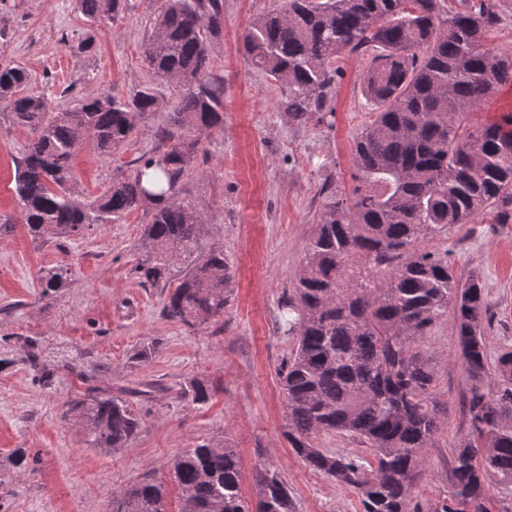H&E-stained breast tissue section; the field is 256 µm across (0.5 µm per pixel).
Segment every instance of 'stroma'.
Returning <instances> with one entry per match:
<instances>
[{
  "mask_svg": "<svg viewBox=\"0 0 512 512\" xmlns=\"http://www.w3.org/2000/svg\"><path fill=\"white\" fill-rule=\"evenodd\" d=\"M223 2L224 28L209 72L224 85V124L206 136V153L182 185L186 197L205 206V243L223 246L235 273L223 318L190 328L162 316L166 291L186 266L175 262L162 286L137 277L146 210L73 236L32 240L19 221L14 177L33 132L0 125V215L15 221L0 235V512H109L113 494L145 479L169 483L166 510L179 512L172 462L207 441L237 448L249 505L257 503L254 475L267 469L287 483L294 512H363L352 487L293 454L277 372L292 348L281 305L327 192L351 196L354 138L375 118L362 94L370 58L340 55L328 102L332 122L294 123L278 107L285 89L241 50L245 28L279 0ZM160 6L161 0H127L118 18L91 23L76 0H0V65L24 66L27 92L45 94L53 112L83 97L127 98L150 86L168 108L181 90L155 84L145 49ZM167 108L148 116L112 154L85 140L73 161L78 190L92 199L128 175L157 147ZM448 249L456 274H479L485 285L490 356L512 349V224L485 214L450 229ZM59 269L67 273L64 287L43 295L41 276ZM151 339L159 344L157 357L133 363L137 347ZM427 345L436 363L433 393L446 412L413 488L421 512L447 500L452 448L468 427L454 322L441 323ZM40 367L52 371L50 383L37 378ZM82 370L89 381L79 378ZM195 378L212 389L207 404L180 396ZM92 385L127 399L140 417L124 447H87L78 420L67 415ZM20 448L26 461L19 466Z\"/></svg>",
  "mask_w": 512,
  "mask_h": 512,
  "instance_id": "35a3bbf8",
  "label": "stroma"
}]
</instances>
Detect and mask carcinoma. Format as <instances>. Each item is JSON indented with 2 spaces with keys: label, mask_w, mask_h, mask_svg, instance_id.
Returning <instances> with one entry per match:
<instances>
[{
  "label": "carcinoma",
  "mask_w": 512,
  "mask_h": 512,
  "mask_svg": "<svg viewBox=\"0 0 512 512\" xmlns=\"http://www.w3.org/2000/svg\"><path fill=\"white\" fill-rule=\"evenodd\" d=\"M126 0H78L82 14L115 20ZM501 0H282L242 34L252 65L288 88L281 102L292 121L324 120L344 51L372 52L363 78L375 120L354 139L352 198L327 197L305 247L292 294L282 306L294 349L279 373L287 437L308 468L354 488L363 512L411 509L412 488L445 408L433 397V354L422 343L453 315L469 392L468 428L452 451L451 503L433 512H491L488 482L512 484V350L490 365V324L482 279L456 276L448 231L489 210L512 224V110L491 124L461 129L462 116L512 84V53L485 41L501 22ZM223 0H163L147 39L153 74L183 87L160 144L100 196L75 187L72 162L83 141L110 155L165 107L152 88L127 99L109 93L51 112L45 97L20 93L28 71L0 67V119L33 130L15 175L21 221L35 241L119 222L144 208L138 277L156 285L170 265L187 263L170 289L164 316L196 327L224 316L233 272L224 247H205V213L180 196L203 151V136L224 122V86L208 73L222 34ZM61 272L43 294L64 286ZM154 340L133 360L151 362ZM495 376L502 390L483 391ZM181 396L205 404L211 387L190 381ZM90 448H121L140 419L127 400L90 390L71 402ZM323 433L371 449L375 463L320 446ZM181 512H250L242 496L236 449L223 442L189 448L172 463ZM258 512H293L288 486L269 470L256 477ZM166 484L138 482L119 493L111 512H166Z\"/></svg>",
  "instance_id": "carcinoma-1"
}]
</instances>
